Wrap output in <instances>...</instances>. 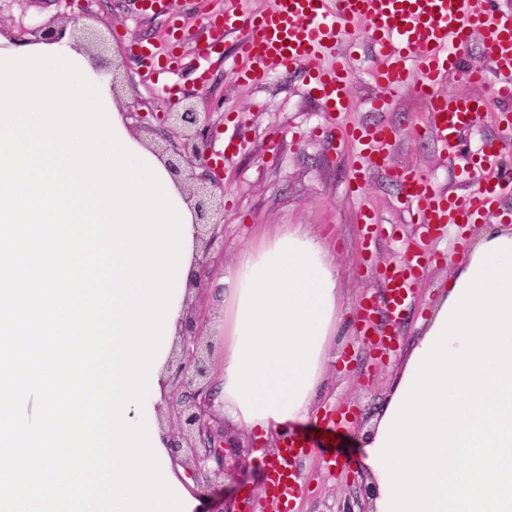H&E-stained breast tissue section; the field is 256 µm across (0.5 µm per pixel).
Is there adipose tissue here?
<instances>
[{"instance_id":"obj_1","label":"adipose tissue","mask_w":512,"mask_h":512,"mask_svg":"<svg viewBox=\"0 0 512 512\" xmlns=\"http://www.w3.org/2000/svg\"><path fill=\"white\" fill-rule=\"evenodd\" d=\"M323 237L285 226L214 284L223 341L209 399L234 435L311 419L344 320ZM364 438L373 512H512V226L459 254Z\"/></svg>"}]
</instances>
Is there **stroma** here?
<instances>
[{
  "label": "stroma",
  "instance_id": "1",
  "mask_svg": "<svg viewBox=\"0 0 512 512\" xmlns=\"http://www.w3.org/2000/svg\"><path fill=\"white\" fill-rule=\"evenodd\" d=\"M218 7L217 0H164L153 11L141 10L138 0H0L1 13L28 27L56 17L86 16L110 44L107 60L121 66L119 95L126 111L145 115L135 130L152 144L162 142L156 113L175 111L176 106L153 83L134 49L148 43L160 54L179 51L183 67L175 76L178 91L213 114L199 137L203 152L208 157L226 155L219 175L224 186V250L208 257L209 283L245 247L284 224L323 231L339 271L340 296L355 311L382 293L376 268L418 244L435 253L400 316L377 308L376 328L396 337L384 355L363 344L358 334L337 337L316 420L298 430L312 446L295 463L301 490L291 512H355L364 486L357 464L364 434L388 399L419 320L447 283L458 249L449 232L421 239L420 225L401 205L399 185L382 173H367L361 197L349 194L355 158L342 130L352 124L393 125L397 138L390 149L391 165L418 170L438 187L466 193L473 189L463 169L468 152L499 142L501 127L495 113H479L459 147L447 152L426 133L425 105L411 90L396 92L393 111H371L369 102L379 90L368 76L373 56L367 47L354 65L351 110L341 116L322 111L300 68L273 74L260 88L239 84L231 73L233 37L215 35L207 24ZM238 138L241 148L225 152V140ZM364 207L377 211L394 231L369 253L363 249L359 222ZM190 299L204 342L212 355H219L221 304L212 301L208 288L191 293Z\"/></svg>",
  "mask_w": 512,
  "mask_h": 512
}]
</instances>
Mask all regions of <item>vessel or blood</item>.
Segmentation results:
<instances>
[{"label":"vessel or blood","mask_w":512,"mask_h":512,"mask_svg":"<svg viewBox=\"0 0 512 512\" xmlns=\"http://www.w3.org/2000/svg\"><path fill=\"white\" fill-rule=\"evenodd\" d=\"M247 0H223L212 21L215 29L233 35L236 80L263 85L269 75L303 67L310 91L325 111L344 113L349 106L353 50L369 44L376 58L371 79L388 93L412 87L427 104V128L441 145L453 146L479 112L488 111V99L479 94L461 96L441 91L450 77H465L483 85L487 74L497 78L496 98L512 99V4L490 0H273L262 10H250ZM479 42L484 56L463 66L469 45ZM396 137L394 127L350 126L345 139L358 161L352 184L361 188L372 169L388 170L402 189V203L426 233L447 225L477 224L488 215L511 224L512 212L501 211V198L512 192V180L500 170L502 147L487 144L469 162L475 190L463 196L439 190L411 169L387 168ZM365 246L385 237L386 226L371 211L361 214ZM432 253L419 248L385 265L378 278L390 315H399L421 269ZM297 438H284L277 458L267 463V483L278 512H288L300 491L290 460L303 453Z\"/></svg>","instance_id":"1"}]
</instances>
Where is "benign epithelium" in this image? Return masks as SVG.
Returning a JSON list of instances; mask_svg holds the SVG:
<instances>
[{"label":"benign epithelium","mask_w":512,"mask_h":512,"mask_svg":"<svg viewBox=\"0 0 512 512\" xmlns=\"http://www.w3.org/2000/svg\"><path fill=\"white\" fill-rule=\"evenodd\" d=\"M28 32L59 39L65 29L49 20L30 29L23 28L19 35ZM158 120L162 125L160 135L174 155L168 161L172 174L178 176L186 171L188 178L202 182V187L190 193V197L195 199L200 234L207 236L205 250L224 247V187L209 173L194 174L203 160L197 139L210 126V113L200 111L195 102L188 101L180 110L165 112ZM173 135L178 141L171 139ZM210 373L208 349L203 347L201 335L190 319L185 324L182 349L170 377L169 448L173 456L182 457L186 475L199 487L200 494L222 502L225 482L235 478L241 464L242 444L229 441L224 427L212 424L207 398Z\"/></svg>","instance_id":"obj_1"}]
</instances>
